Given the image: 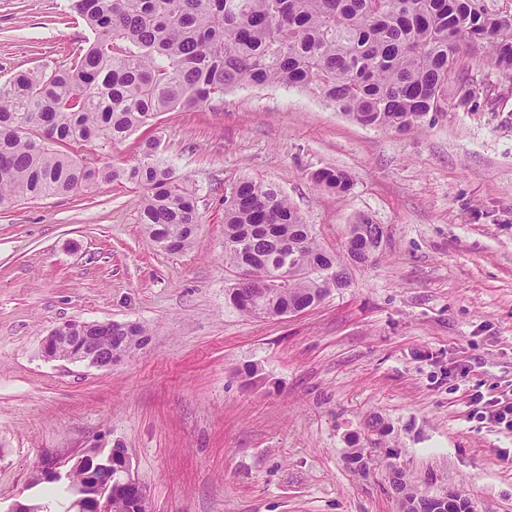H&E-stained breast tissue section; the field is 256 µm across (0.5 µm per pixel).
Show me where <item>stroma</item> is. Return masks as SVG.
Listing matches in <instances>:
<instances>
[{
  "label": "stroma",
  "instance_id": "35a3bbf8",
  "mask_svg": "<svg viewBox=\"0 0 512 512\" xmlns=\"http://www.w3.org/2000/svg\"><path fill=\"white\" fill-rule=\"evenodd\" d=\"M66 0H0V82L69 68L90 32ZM448 99L415 133L349 120L294 87H243L78 159L130 166L160 140L201 214L193 246L157 248L125 181L0 206V512L44 498L43 455L127 449L152 512H399L417 495L512 512V431L475 398L512 399V80L463 56ZM348 173L345 197L312 172ZM275 184L325 249L368 216L378 260L297 315L250 317L226 297L224 194ZM138 322L121 363L45 359L65 322ZM360 448L365 472L352 470Z\"/></svg>",
  "mask_w": 512,
  "mask_h": 512
}]
</instances>
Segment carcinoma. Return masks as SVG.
Wrapping results in <instances>:
<instances>
[{
    "mask_svg": "<svg viewBox=\"0 0 512 512\" xmlns=\"http://www.w3.org/2000/svg\"><path fill=\"white\" fill-rule=\"evenodd\" d=\"M93 34L72 65L47 75L22 72L0 83V204L125 180L142 190L139 223L168 252L191 247L201 223L188 178L145 142L128 167H95L73 145L114 144L163 112L202 108L237 88L296 86L318 94L363 126L397 134L421 129L442 110L460 55L480 54L512 78V3L499 0H68ZM457 105L477 92L456 84ZM338 195L343 172L311 176ZM383 228L351 225L347 260L326 251L313 226L275 186L237 181L224 195V262L243 276L229 302L281 277L264 297L267 317L307 309L349 285L347 263L375 260ZM150 336L139 324L112 323V353L129 355ZM420 512H473L459 495L440 510L422 496Z\"/></svg>",
    "mask_w": 512,
    "mask_h": 512,
    "instance_id": "cac0c4a2",
    "label": "carcinoma"
}]
</instances>
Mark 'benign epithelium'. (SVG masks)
Masks as SVG:
<instances>
[{"instance_id":"7a95c632","label":"benign epithelium","mask_w":512,"mask_h":512,"mask_svg":"<svg viewBox=\"0 0 512 512\" xmlns=\"http://www.w3.org/2000/svg\"><path fill=\"white\" fill-rule=\"evenodd\" d=\"M112 323L69 322L54 329L44 340L42 352L49 360L110 367L122 358L112 355ZM66 353H60L61 349ZM84 474V483L74 487V512H112V497L131 502V512H152L145 485L132 471L124 448H86L68 456L46 455L37 475L43 482L68 479L74 471Z\"/></svg>"}]
</instances>
